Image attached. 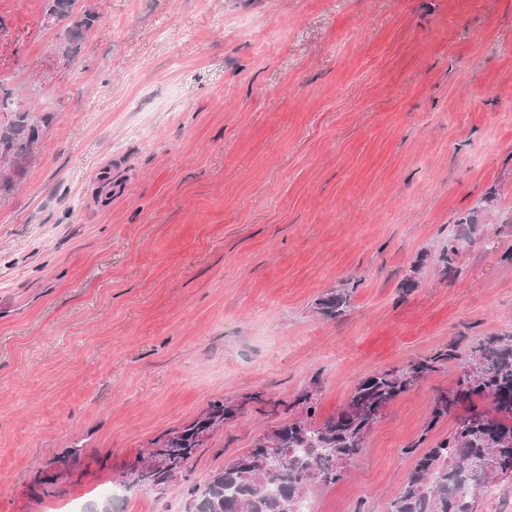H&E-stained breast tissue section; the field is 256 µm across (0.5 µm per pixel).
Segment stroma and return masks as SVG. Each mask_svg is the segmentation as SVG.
Masks as SVG:
<instances>
[{
  "instance_id": "1",
  "label": "stroma",
  "mask_w": 512,
  "mask_h": 512,
  "mask_svg": "<svg viewBox=\"0 0 512 512\" xmlns=\"http://www.w3.org/2000/svg\"><path fill=\"white\" fill-rule=\"evenodd\" d=\"M80 4L98 23L63 65L69 20L0 0V86L51 116L0 195V512L100 503L154 439L243 402L164 493L112 505L186 512L313 376L324 418L460 332H512V0ZM490 192L483 238L442 275ZM339 285L351 310L324 319ZM459 372L391 402L315 512H385L408 446L455 428V411L424 426ZM494 199L492 195H487L482 198V203L479 204L475 211L470 212L467 216L461 218L459 223L457 224L460 227L459 234L456 240L462 239H473L475 240L476 236H480L482 234L483 226L482 222L478 219V213L485 210V206L493 203ZM351 291L349 288H330L315 304V312L328 320H341L350 311Z\"/></svg>"
}]
</instances>
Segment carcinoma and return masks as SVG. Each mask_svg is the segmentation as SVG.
<instances>
[{"instance_id":"cac0c4a2","label":"carcinoma","mask_w":512,"mask_h":512,"mask_svg":"<svg viewBox=\"0 0 512 512\" xmlns=\"http://www.w3.org/2000/svg\"><path fill=\"white\" fill-rule=\"evenodd\" d=\"M77 0H47L44 18L72 19L60 57L70 61L80 50L86 34L96 25L98 15L91 9L75 12ZM10 94L0 88V192L10 191L37 149L48 114L40 118L9 107ZM493 202L482 198L476 210L461 218L457 239H474L483 232L478 213ZM461 251L448 245L435 262L444 275L458 273ZM351 291L330 288L315 303L318 315L341 320L350 311ZM450 363L462 368L457 388L442 391L434 398L429 420L420 438L411 443V454L426 440L435 424L448 416L459 403L477 396L487 408L471 407L448 437L437 441L417 456L397 495L385 512H478L486 489L503 482L498 473L512 471V332L490 333L472 341L458 335L448 345L422 360L373 373L361 380L347 403L334 415L317 422L321 380L315 376L307 389L298 393L288 410L294 417L271 426L259 435L253 448L214 473L205 488L189 503L187 512H299L302 499L297 489L309 493L317 486L334 484L344 477L336 470V459H356L384 409L400 394L419 385ZM243 413V404L231 398L210 404L192 423L151 442L153 456L162 464L141 471L142 477L164 490L171 482V470H183L211 436ZM288 449L278 466L265 470L262 460L270 443ZM82 449L72 448L67 456L53 459L57 473L40 480L53 482L70 463L79 460ZM322 471L324 480L311 483V471Z\"/></svg>"}]
</instances>
